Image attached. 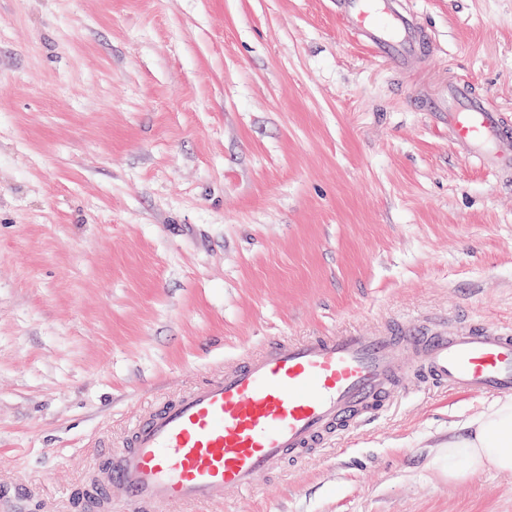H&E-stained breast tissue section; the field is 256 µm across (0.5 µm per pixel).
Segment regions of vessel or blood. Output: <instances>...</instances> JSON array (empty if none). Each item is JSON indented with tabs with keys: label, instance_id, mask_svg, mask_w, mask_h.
<instances>
[{
	"label": "vessel or blood",
	"instance_id": "obj_1",
	"mask_svg": "<svg viewBox=\"0 0 512 512\" xmlns=\"http://www.w3.org/2000/svg\"><path fill=\"white\" fill-rule=\"evenodd\" d=\"M354 40L399 75L430 51L409 0H334ZM459 153L512 181V113L472 82L420 89ZM459 394L512 396V325L433 318L372 332L274 340L151 407L128 428L95 512H170L224 489L256 490L385 413L410 379Z\"/></svg>",
	"mask_w": 512,
	"mask_h": 512
}]
</instances>
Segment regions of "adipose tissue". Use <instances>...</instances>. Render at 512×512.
Listing matches in <instances>:
<instances>
[{"instance_id": "obj_1", "label": "adipose tissue", "mask_w": 512, "mask_h": 512, "mask_svg": "<svg viewBox=\"0 0 512 512\" xmlns=\"http://www.w3.org/2000/svg\"><path fill=\"white\" fill-rule=\"evenodd\" d=\"M459 429L442 455L449 481L485 468L512 472V398L496 400L480 416L463 421Z\"/></svg>"}]
</instances>
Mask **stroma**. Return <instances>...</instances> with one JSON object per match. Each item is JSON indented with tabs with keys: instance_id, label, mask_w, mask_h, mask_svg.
Instances as JSON below:
<instances>
[{
	"instance_id": "obj_1",
	"label": "stroma",
	"mask_w": 512,
	"mask_h": 512,
	"mask_svg": "<svg viewBox=\"0 0 512 512\" xmlns=\"http://www.w3.org/2000/svg\"><path fill=\"white\" fill-rule=\"evenodd\" d=\"M407 80L332 0H0V512H81L130 423L273 339L512 324V187L416 102L512 112V0H414ZM491 395L409 385L188 512H512L440 454Z\"/></svg>"
}]
</instances>
